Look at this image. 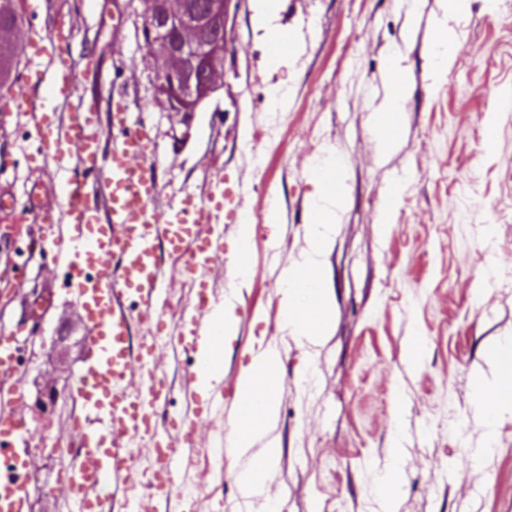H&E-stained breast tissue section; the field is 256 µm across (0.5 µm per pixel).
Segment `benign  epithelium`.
I'll use <instances>...</instances> for the list:
<instances>
[{"label": "benign epithelium", "mask_w": 512, "mask_h": 512, "mask_svg": "<svg viewBox=\"0 0 512 512\" xmlns=\"http://www.w3.org/2000/svg\"><path fill=\"white\" fill-rule=\"evenodd\" d=\"M231 2L206 0L200 11L192 0L179 9L171 0H140L156 68L154 94L167 111L193 114L220 89Z\"/></svg>", "instance_id": "obj_1"}]
</instances>
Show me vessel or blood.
I'll return each instance as SVG.
<instances>
[{"label": "vessel or blood", "mask_w": 512, "mask_h": 512, "mask_svg": "<svg viewBox=\"0 0 512 512\" xmlns=\"http://www.w3.org/2000/svg\"><path fill=\"white\" fill-rule=\"evenodd\" d=\"M74 35L60 21L32 40L30 57L40 68L42 90L32 99L22 93L13 97L16 107L33 115L38 149L62 165L65 221L47 225L43 242L53 260L69 270L90 336L75 388L81 414L69 468V480L80 492L74 512H114L113 489L132 482L131 445L143 436L152 442L155 469L147 499L125 504L124 512H175L173 460L192 439L158 429L168 391L155 379L154 349L132 341L127 302L136 298L146 317L156 310L161 251L193 260L223 253L224 181L213 182L209 207L157 209L161 188L150 158V130L145 121L119 118L111 151H102L93 132L94 112L79 91L69 55ZM103 169L109 172L104 184L97 180ZM0 449L10 456L9 466L0 468V512H29L24 483L31 436L20 413H0Z\"/></svg>", "instance_id": "1"}]
</instances>
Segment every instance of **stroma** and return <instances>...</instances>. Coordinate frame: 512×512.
<instances>
[{"label": "stroma", "instance_id": "35a3bbf8", "mask_svg": "<svg viewBox=\"0 0 512 512\" xmlns=\"http://www.w3.org/2000/svg\"><path fill=\"white\" fill-rule=\"evenodd\" d=\"M278 24L296 49L270 71L253 0H232L223 87L194 115L154 99L155 72L139 0H24L23 34L47 32L56 17L76 28L71 55L103 144L123 102L155 143L159 208L208 202L212 180L260 221L248 275L238 272L239 229L224 228V252L188 265L164 255L165 283L151 318L131 310L134 343L149 341L170 397L160 428L191 424L196 442L179 451L173 496L180 512H512V415L486 437L478 379L491 378L489 346L512 338V0H470L444 19V0H280ZM458 35L438 77L432 54L440 22ZM406 79L400 142L383 152L375 112L387 60ZM266 158L256 167L254 155ZM340 157L343 207L322 258L332 296L331 334L300 345L283 315L284 277L301 264L318 187L308 171ZM53 160L37 157L25 112L0 119V329L19 355L0 374V393L20 391L34 458L25 488L30 512H67L78 496L65 476L80 415L75 380L89 340L66 271L34 250L42 213L67 210ZM401 191L394 209L392 186ZM230 307L236 327L224 342V389L186 399L193 354L173 346L194 329L197 294ZM420 338L418 359L409 347ZM281 357L279 413L268 437L279 456L265 492L244 496L236 469L253 465L221 449L238 413L239 382L254 353ZM493 445L494 453L480 450ZM400 471L385 476L393 456Z\"/></svg>", "mask_w": 512, "mask_h": 512}]
</instances>
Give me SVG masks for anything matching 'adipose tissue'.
<instances>
[{
	"mask_svg": "<svg viewBox=\"0 0 512 512\" xmlns=\"http://www.w3.org/2000/svg\"><path fill=\"white\" fill-rule=\"evenodd\" d=\"M387 93L378 112V126L385 145H393L399 112L405 98V81L397 58H390L385 79ZM323 189L315 207L314 222L309 230V250L301 266L288 275L284 290V318L300 344L320 345L331 332V304L321 259L330 243L331 226L342 208L343 191L336 168L324 163ZM488 360L493 379L482 391L479 409L488 425H495L499 416L512 413V342L499 341L489 347ZM280 355L267 348L253 359L239 384L237 422L228 442L231 451L246 453L270 426L278 412L282 396L279 379Z\"/></svg>",
	"mask_w": 512,
	"mask_h": 512,
	"instance_id": "ef3b65f1",
	"label": "adipose tissue"
}]
</instances>
